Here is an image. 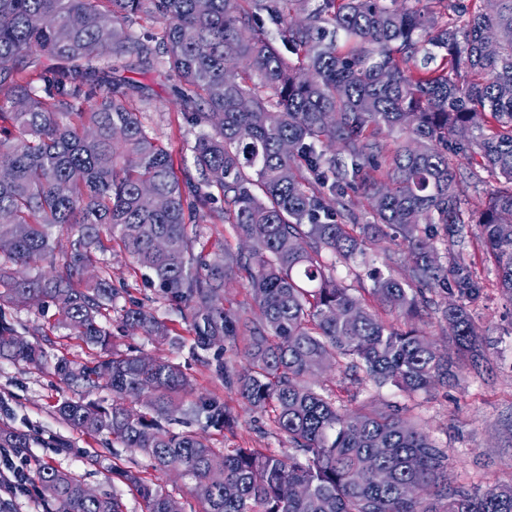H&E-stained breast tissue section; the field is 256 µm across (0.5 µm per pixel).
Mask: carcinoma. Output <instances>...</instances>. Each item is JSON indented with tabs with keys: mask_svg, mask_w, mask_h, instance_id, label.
I'll list each match as a JSON object with an SVG mask.
<instances>
[{
	"mask_svg": "<svg viewBox=\"0 0 512 512\" xmlns=\"http://www.w3.org/2000/svg\"><path fill=\"white\" fill-rule=\"evenodd\" d=\"M309 2L0 0V306L51 300L58 328L98 349L84 364L58 357L54 371L112 402L67 400L56 413L144 459L112 475L145 512H184L146 469L180 472L201 512H512V482L445 478L448 449L401 415L408 407L350 408L313 381L333 370L411 397L487 373L473 314L487 285L460 246L479 225L512 303V0ZM139 20L157 27L139 31ZM131 70L174 79L184 119L202 127L194 170L175 169L132 105L150 97ZM485 173L499 187L469 209ZM203 211L249 247L193 254ZM390 230L408 256L386 253L355 295L336 264H368ZM104 235L188 322L193 349H243L242 369L214 372L294 452L215 448L172 428L188 388L180 364L116 350L103 325L116 292L88 270ZM236 278L251 305L224 306ZM429 318L456 356L421 330ZM123 324L183 344L149 308L124 309ZM0 358L47 362L1 319ZM194 408L217 430L237 427L216 398ZM32 441L0 426V448ZM33 483L46 512L62 499L70 512H124L117 495L50 464Z\"/></svg>",
	"mask_w": 512,
	"mask_h": 512,
	"instance_id": "obj_1",
	"label": "carcinoma"
}]
</instances>
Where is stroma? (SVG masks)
Wrapping results in <instances>:
<instances>
[{"instance_id": "stroma-1", "label": "stroma", "mask_w": 512, "mask_h": 512, "mask_svg": "<svg viewBox=\"0 0 512 512\" xmlns=\"http://www.w3.org/2000/svg\"><path fill=\"white\" fill-rule=\"evenodd\" d=\"M129 79L146 87L151 97L147 125L160 136L176 165L192 167V146L198 129L183 119L173 82L138 71L130 72ZM466 249L477 274L488 285L487 296L475 306L474 315L485 329L490 369L484 379L465 378L419 395V406L413 411L412 420L447 448L448 474L452 479L483 487L512 480V303L498 292L495 273L482 259L478 237H471ZM95 266L106 270L113 286L119 290L107 324L113 344L121 350L134 348L152 357H169L180 363L192 387L191 397L185 398L181 408L191 412L193 430L207 437L217 448H270L289 452L287 438L277 433L267 416L251 409L215 376L213 362L219 355L212 350L193 354V336L184 321L176 323L183 338V346L178 350L150 342L139 333L125 329L121 311L135 303L154 309L162 317L171 315L159 289L144 282L126 255L112 250L96 253ZM0 314L18 334L40 342L50 360L48 366L37 368L0 359V424L35 436V443L23 453L29 470L51 463L59 470L78 476L90 490L115 491L124 503L125 512H142L139 495L113 481L111 474L113 463L132 467L138 460L137 455L117 443L106 445L103 437L82 432L54 411L55 404L64 399L89 402L104 398L101 390L65 386L51 365L52 360L61 355L78 363L90 361L96 354L95 349L55 328L58 317L55 306L8 307ZM200 396L217 398L232 407L239 416L237 429L231 433L215 430L208 426L205 415L192 413L193 400Z\"/></svg>"}]
</instances>
